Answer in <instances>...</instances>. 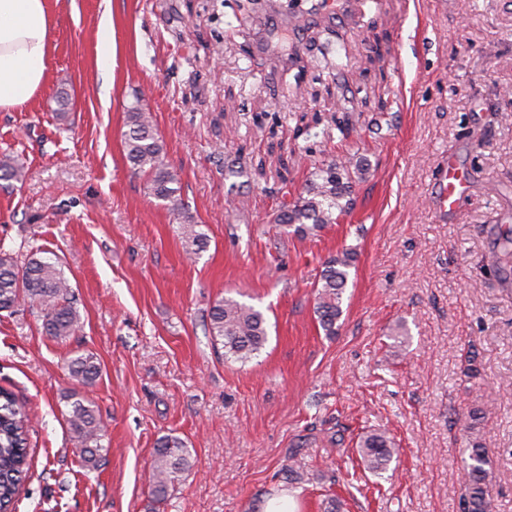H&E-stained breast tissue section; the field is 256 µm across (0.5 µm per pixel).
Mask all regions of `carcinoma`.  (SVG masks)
I'll list each match as a JSON object with an SVG mask.
<instances>
[{"label": "carcinoma", "mask_w": 512, "mask_h": 512, "mask_svg": "<svg viewBox=\"0 0 512 512\" xmlns=\"http://www.w3.org/2000/svg\"><path fill=\"white\" fill-rule=\"evenodd\" d=\"M124 146L126 159L137 174L147 178L150 194L174 210H181L177 196L176 175L169 170L161 141L155 133L151 113L144 110L140 98L128 107ZM367 172L357 159L331 161L311 173L303 194L285 206L278 223L307 236L335 224L351 209L354 176ZM23 166L9 153L0 155V180H23ZM186 253L197 255L204 250L208 235L192 217H184L180 225ZM35 247L23 262L0 249V312L29 304L38 310L44 332L65 340L76 335L81 318L75 296L59 258L41 256ZM491 261L503 280L512 278V229L502 231L497 238ZM352 253L344 251L329 258L315 290L316 314L323 331L336 335V323L341 318L342 298L348 283ZM209 332L224 349V359L245 365L256 358L268 340L264 314L253 306L227 297L216 302L209 311ZM70 374L84 385L94 384L100 376V364L91 352L78 354L68 361ZM69 410L65 416L71 441L82 466L95 469L103 458L106 427L95 405L72 393L65 396ZM365 468L375 475L388 471L397 453L396 443L384 432H366L357 444ZM28 416L14 395L0 388V512H8L15 503L28 473ZM466 469L465 512H488L487 484L489 473L484 449L471 440L463 449ZM196 465L186 442L178 436L158 439L151 467L152 495L158 502L168 497L170 488Z\"/></svg>", "instance_id": "cac0c4a2"}]
</instances>
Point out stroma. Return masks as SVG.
Returning <instances> with one entry per match:
<instances>
[{"mask_svg":"<svg viewBox=\"0 0 512 512\" xmlns=\"http://www.w3.org/2000/svg\"><path fill=\"white\" fill-rule=\"evenodd\" d=\"M244 2L58 0L41 89L0 112V152L28 171L0 180V245L56 254L82 322L60 341L30 309L0 312V388L30 418L16 512H262L283 494L296 512H326L332 496L340 512H458L472 435L489 512H512V279L488 262L512 226V0H303L296 14L290 0ZM138 98L209 237L198 256L125 158ZM345 156L369 165L350 213L305 238L278 224L314 168ZM451 157L468 193L442 219L431 188ZM346 250L328 336L314 289ZM224 297L265 315L248 364L225 361L209 334ZM400 322L408 340L393 356ZM86 351L101 367L89 387L68 370ZM71 392L107 425L94 470L70 441ZM371 429L398 459L357 476ZM169 434L196 465L158 503L146 475ZM96 53L99 68L103 71H110L112 56L114 55V43L112 42V30L108 25H103L100 29Z\"/></svg>","mask_w":512,"mask_h":512,"instance_id":"obj_1","label":"stroma"}]
</instances>
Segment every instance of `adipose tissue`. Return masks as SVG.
<instances>
[{"label":"adipose tissue","mask_w":512,"mask_h":512,"mask_svg":"<svg viewBox=\"0 0 512 512\" xmlns=\"http://www.w3.org/2000/svg\"><path fill=\"white\" fill-rule=\"evenodd\" d=\"M52 0H0V112L26 106L51 58Z\"/></svg>","instance_id":"obj_1"}]
</instances>
